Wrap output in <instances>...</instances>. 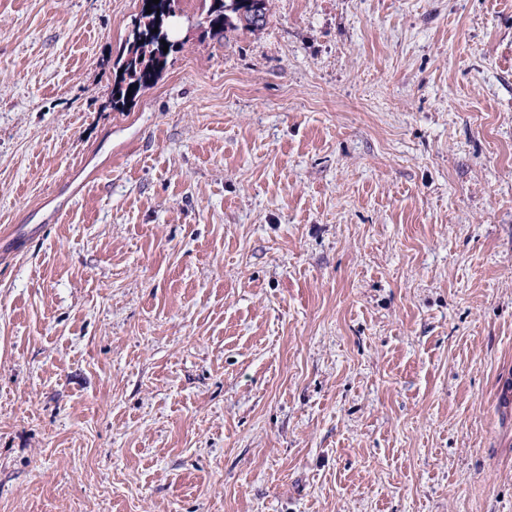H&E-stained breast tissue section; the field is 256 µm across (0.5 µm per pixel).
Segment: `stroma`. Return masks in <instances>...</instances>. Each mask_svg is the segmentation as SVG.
I'll return each mask as SVG.
<instances>
[{
  "label": "stroma",
  "instance_id": "stroma-1",
  "mask_svg": "<svg viewBox=\"0 0 512 512\" xmlns=\"http://www.w3.org/2000/svg\"><path fill=\"white\" fill-rule=\"evenodd\" d=\"M0 0V512H512V0ZM142 1L152 4V13L147 14L141 9L140 16L135 23L133 40L127 53L113 63L115 79L112 87V104L114 107L125 106L134 100L143 89L156 81L175 45L170 39V21L167 16L175 8L183 11L181 1L184 0H159L158 4L152 3V0ZM157 9H160V12H157ZM181 16L182 13L175 10L172 16V25ZM155 27H158V33L153 32ZM161 40H165L167 43V53L163 52L164 45ZM119 70H122V73H119ZM129 87H132V90H129ZM127 92H132L130 98H127ZM116 94H119V97H116ZM202 27L213 37H226L229 31L258 30L264 26L269 0H209Z\"/></svg>",
  "mask_w": 512,
  "mask_h": 512
}]
</instances>
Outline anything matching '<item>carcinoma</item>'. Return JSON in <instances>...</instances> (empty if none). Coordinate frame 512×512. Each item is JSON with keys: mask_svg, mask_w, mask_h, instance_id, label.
<instances>
[{"mask_svg": "<svg viewBox=\"0 0 512 512\" xmlns=\"http://www.w3.org/2000/svg\"><path fill=\"white\" fill-rule=\"evenodd\" d=\"M176 8H181V0H159L152 5V13L140 12L127 53L113 63L117 70L112 87L113 106H125L130 102L127 92L137 97L163 71L168 57L163 48L174 47L168 14ZM268 12L269 0H209L202 27L213 37L239 29L254 31L264 26Z\"/></svg>", "mask_w": 512, "mask_h": 512, "instance_id": "carcinoma-1", "label": "carcinoma"}]
</instances>
